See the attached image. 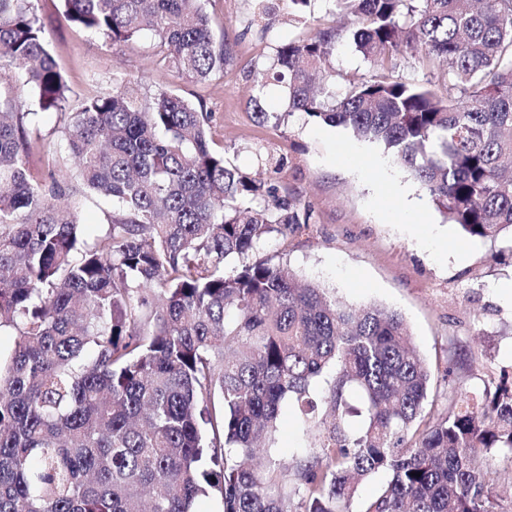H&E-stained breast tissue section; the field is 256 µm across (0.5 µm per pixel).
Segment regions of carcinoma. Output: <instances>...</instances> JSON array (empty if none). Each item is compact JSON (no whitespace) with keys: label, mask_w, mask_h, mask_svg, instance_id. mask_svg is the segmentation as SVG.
<instances>
[{"label":"carcinoma","mask_w":512,"mask_h":512,"mask_svg":"<svg viewBox=\"0 0 512 512\" xmlns=\"http://www.w3.org/2000/svg\"><path fill=\"white\" fill-rule=\"evenodd\" d=\"M76 28L110 45L149 36L168 71L206 83L233 62L207 0H60ZM256 77L286 108L382 143L467 235L512 233V0H334L345 33L315 23ZM349 39L379 70L405 53L442 67L457 98L375 75L341 98L321 69ZM67 112L60 148L30 106ZM203 101L131 83L70 111L38 0H0V512H195L212 488L223 512H352L360 483L387 475L362 512H498L490 455L512 454V370L425 421L430 372L403 317L332 300L288 263L254 259L308 209L212 148ZM112 202L83 240V200ZM238 264L225 270V263ZM327 391L319 396L315 382ZM356 389L362 407L349 403ZM312 451L264 465L257 442L285 400ZM361 416L363 424L350 426ZM418 472L420 476L411 475Z\"/></svg>","instance_id":"cac0c4a2"}]
</instances>
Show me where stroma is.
<instances>
[{"label": "stroma", "instance_id": "stroma-1", "mask_svg": "<svg viewBox=\"0 0 512 512\" xmlns=\"http://www.w3.org/2000/svg\"><path fill=\"white\" fill-rule=\"evenodd\" d=\"M276 4V14L261 19L254 0H209L213 32L232 44L235 60L223 77L201 86L163 75L146 42L106 45L71 27L58 0L38 2L71 106L121 81L144 91L174 84L186 98L202 100L226 161L269 179L310 210L308 224L266 238L258 257L287 260L299 278L319 283L341 304L375 303L400 313L431 372L426 410L436 419L447 416L451 398L483 389L512 365V307L497 290L512 281V252L463 234L383 144L299 112L278 127L256 122L250 98L257 72L270 66L277 46L305 32L288 20L291 0ZM327 69L339 94L348 82L374 74L346 41L337 44ZM416 201L424 204L427 223H417ZM310 443L301 416L288 406L260 454L289 459Z\"/></svg>", "mask_w": 512, "mask_h": 512}]
</instances>
